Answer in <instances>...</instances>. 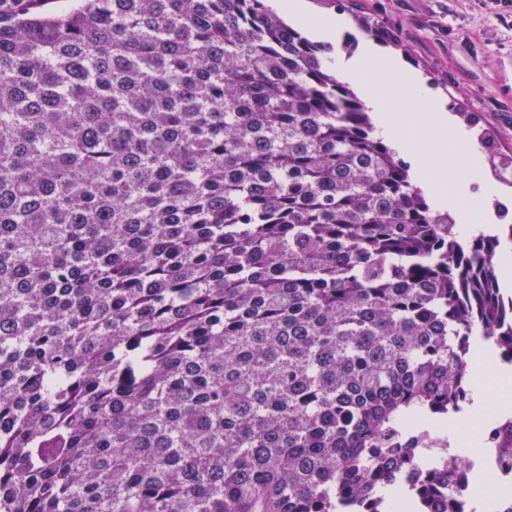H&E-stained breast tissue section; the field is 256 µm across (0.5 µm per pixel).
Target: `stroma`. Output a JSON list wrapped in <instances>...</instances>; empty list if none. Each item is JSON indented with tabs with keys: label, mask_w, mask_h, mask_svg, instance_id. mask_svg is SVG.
Here are the masks:
<instances>
[{
	"label": "stroma",
	"mask_w": 512,
	"mask_h": 512,
	"mask_svg": "<svg viewBox=\"0 0 512 512\" xmlns=\"http://www.w3.org/2000/svg\"><path fill=\"white\" fill-rule=\"evenodd\" d=\"M313 14L344 17L350 58L360 38L418 72L477 148L482 181L501 188L491 225L512 224V0H307Z\"/></svg>",
	"instance_id": "1"
}]
</instances>
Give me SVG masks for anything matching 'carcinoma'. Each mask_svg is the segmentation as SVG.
I'll use <instances>...</instances> for the list:
<instances>
[{
  "mask_svg": "<svg viewBox=\"0 0 512 512\" xmlns=\"http://www.w3.org/2000/svg\"><path fill=\"white\" fill-rule=\"evenodd\" d=\"M325 50L264 0H0V512H466L403 444L512 365L499 236Z\"/></svg>",
  "mask_w": 512,
  "mask_h": 512,
  "instance_id": "obj_1",
  "label": "carcinoma"
}]
</instances>
